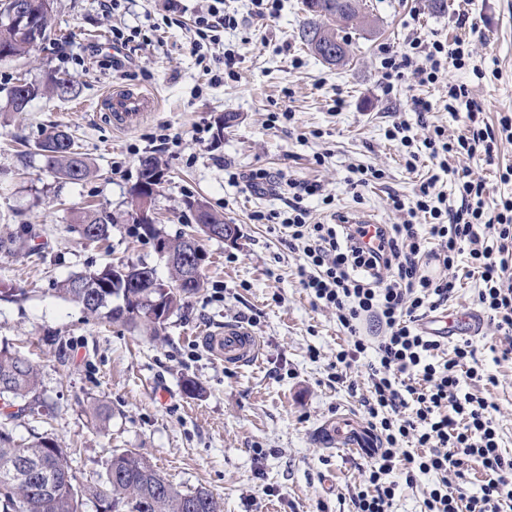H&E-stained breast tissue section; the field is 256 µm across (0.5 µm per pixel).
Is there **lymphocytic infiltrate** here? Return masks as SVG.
<instances>
[{
	"label": "lymphocytic infiltrate",
	"mask_w": 512,
	"mask_h": 512,
	"mask_svg": "<svg viewBox=\"0 0 512 512\" xmlns=\"http://www.w3.org/2000/svg\"><path fill=\"white\" fill-rule=\"evenodd\" d=\"M237 26L224 0H206L193 24V51L215 49V62L223 64L230 78L238 57L225 48L224 34ZM464 65L462 46L418 39L409 52L384 63L393 71L412 69L423 84L436 82L448 67ZM447 108L466 109L471 122L467 134L452 139L437 127L417 141L405 123L386 130L387 139L409 148L407 166L423 154L442 163L451 155L489 158L499 141L512 142V118H502L496 129L481 125L479 107L466 86H449ZM452 177L461 198L454 210L437 191L434 176L412 195H390L389 207L398 221L377 228L379 243L372 249L360 243L363 225L310 222L305 198L318 195L323 204L331 202L316 183L287 179L283 209L251 216L257 224L278 222L288 234L289 248H301L300 287L332 311L346 331V343L336 352V382H346L348 369L360 360L368 362L361 404L385 447L353 496L356 512H391L397 484L389 476L399 457L407 482L420 473L438 477L425 500L426 512H512V458L500 449L497 407L461 388L462 378L480 376L472 340L461 337L449 347L418 327L424 315L447 302L456 286L447 271L459 256H467L480 281L477 303L502 335L500 357L512 359V197L490 198L486 183L473 178L469 168L454 170ZM421 215L426 218L422 224L417 221ZM488 228L495 231L491 245L484 234ZM367 319L377 323L379 335L362 334ZM406 443L411 452H402ZM467 462L476 463L485 475L472 495L453 489L450 482L451 476H462Z\"/></svg>",
	"instance_id": "lymphocytic-infiltrate-1"
}]
</instances>
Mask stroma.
Instances as JSON below:
<instances>
[{
	"label": "stroma",
	"mask_w": 512,
	"mask_h": 512,
	"mask_svg": "<svg viewBox=\"0 0 512 512\" xmlns=\"http://www.w3.org/2000/svg\"><path fill=\"white\" fill-rule=\"evenodd\" d=\"M239 26L225 34L238 53L237 77L211 81L191 51L192 18L202 0H121L106 11L103 0H55L52 25L67 41H50L30 57L0 61V229L35 231L23 248L0 251V347L36 367L52 412L9 419L17 442L36 436L71 451L80 483L106 475L113 454L134 449L180 490H209L224 512H355L352 496L368 477L370 456L322 444L320 427L351 415L363 417L365 365L349 384L330 379L346 335L335 314L316 305L298 284L303 254L289 250L279 231L253 223L261 210L282 209L273 185L250 189L242 179L265 168L323 186L332 207L307 199L313 221L331 224L336 214L368 212L383 224L396 220L387 206L392 193L411 194L437 173L421 156L408 170L406 155L385 136L403 122L422 137L440 126L449 138L466 133L465 111L448 112V87L467 85L490 124L512 116V0H366L368 23L341 27L350 44L347 65L324 63L303 47L309 20L301 0H281L276 18L256 20L249 0H224ZM466 15L478 31L458 23ZM136 27L150 45L116 50L112 28ZM463 41L468 67L449 68L433 84H419L410 71L387 78L385 57L402 54L413 38ZM35 84L72 81L74 94L41 95L26 111L7 106L17 78ZM153 95L156 105L133 130H114L97 109L110 88ZM345 101L335 110L336 98ZM431 109L417 114L415 99ZM288 110L294 121L270 126L269 113ZM233 116V128L217 122ZM67 130L97 174L79 183H59L35 146L44 132ZM178 136V145L163 137ZM327 154L317 165V154ZM155 158L163 178L154 208L164 235L189 231L195 213L188 201H204L237 225L234 239L203 240L209 256L205 287L174 312L161 336L122 323H106L57 292L70 276L109 264L145 262L160 279L169 269L128 214L129 192L144 157ZM384 170L382 182L353 197L345 178L352 165ZM449 157V168L465 165ZM491 193H512L500 169L512 165V143H502L496 162L467 163ZM240 181H229V173ZM88 204L112 213L109 237L92 242L69 229L73 210ZM240 322L262 342L252 366L216 360L201 342L205 332ZM499 334L483 322L473 342L494 383L464 380L466 391L499 408L502 450L512 455V361H495ZM195 381L200 394L185 391ZM106 407V426L90 418L91 406Z\"/></svg>",
	"instance_id": "1"
}]
</instances>
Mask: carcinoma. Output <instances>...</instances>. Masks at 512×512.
<instances>
[{"instance_id": "carcinoma-1", "label": "carcinoma", "mask_w": 512, "mask_h": 512, "mask_svg": "<svg viewBox=\"0 0 512 512\" xmlns=\"http://www.w3.org/2000/svg\"><path fill=\"white\" fill-rule=\"evenodd\" d=\"M28 5L24 18L9 20L17 2ZM303 10L313 20L302 29L307 48L329 64H341L348 55V43L339 36L333 21L359 22L363 0H302ZM54 0H0V53L9 58L26 55L39 42L57 39L50 24ZM43 92L60 97L75 92L69 80H57L40 87L28 83V97ZM47 168L58 179L78 183L92 175L86 157L64 129L53 128L37 144ZM189 206L201 215L195 220L205 227L224 225V216L195 200ZM73 230L80 236L100 241L114 223L104 209L75 212ZM143 234L163 244L173 254L170 281H191L190 289L163 288L150 282L142 288H124L112 281V266L86 271L64 280L60 295L83 307L91 315H104L133 329L158 335L156 322L149 317L146 301H159L173 313L204 286L206 253L201 245L191 247L184 236L163 235L154 224H141ZM0 402L17 407L9 414L16 419L25 412L48 410L50 404L39 391L38 374L31 363L7 347L0 348ZM109 492L112 512H223V505L207 490L181 491L161 476L152 463L133 449L112 455L106 478L100 484L78 485L66 449L50 437H37L19 445L9 432L0 431V512H82L88 501L102 503V490Z\"/></svg>"}]
</instances>
